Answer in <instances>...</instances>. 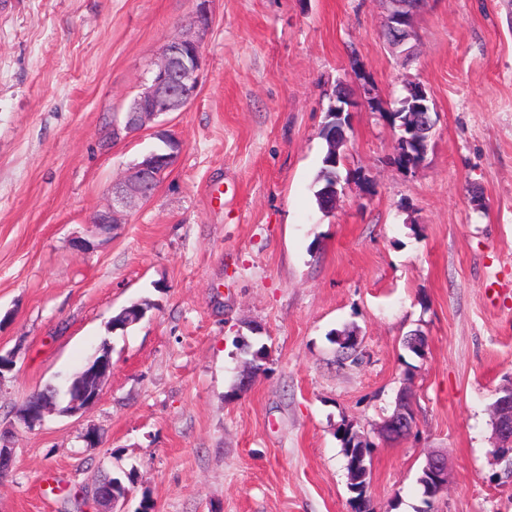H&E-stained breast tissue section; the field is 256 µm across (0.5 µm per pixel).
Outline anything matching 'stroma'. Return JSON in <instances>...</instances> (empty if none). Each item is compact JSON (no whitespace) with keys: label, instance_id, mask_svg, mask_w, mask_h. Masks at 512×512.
<instances>
[{"label":"stroma","instance_id":"35a3bbf8","mask_svg":"<svg viewBox=\"0 0 512 512\" xmlns=\"http://www.w3.org/2000/svg\"><path fill=\"white\" fill-rule=\"evenodd\" d=\"M195 0H0V512H355L338 437L372 433L413 370L417 421L377 442L373 512H415L427 452L448 458L434 512H512L489 409L512 381V0H424L411 54L382 0H212L198 95L166 117L183 150L93 252L74 250L110 187L158 141L113 139ZM424 85L437 125L414 172L386 118ZM345 192L314 180L337 86ZM151 303L126 332L108 323ZM421 330L424 356L403 345ZM358 361L338 358V333ZM112 373L80 415L20 425L102 340ZM268 349L237 391L242 341ZM96 428L89 448L79 436ZM112 490L114 493L121 497H112ZM128 487L122 482L119 477H112V487L111 485H106L105 487H101L99 489H95V497L101 509L98 512H116L114 510L115 505L121 500L124 499L128 493L123 497L124 492L128 491Z\"/></svg>","mask_w":512,"mask_h":512}]
</instances>
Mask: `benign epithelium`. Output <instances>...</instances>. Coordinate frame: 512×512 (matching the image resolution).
Here are the masks:
<instances>
[{
  "label": "benign epithelium",
  "instance_id": "7a95c632",
  "mask_svg": "<svg viewBox=\"0 0 512 512\" xmlns=\"http://www.w3.org/2000/svg\"><path fill=\"white\" fill-rule=\"evenodd\" d=\"M197 6L190 21L192 32L171 37L161 51V57L153 70L150 82L142 88L125 112L122 127L114 131V136L135 135L147 129H154V136L165 140L170 149L152 152L149 157L129 167L125 175L112 184V202L109 207L97 213L90 221L91 237H79L73 247L79 252L94 249L92 239L108 234L112 226L121 223L123 213L135 203L150 199L162 176L171 169L182 149V141L162 128L159 118L171 112L184 111L196 97L200 72L203 67L202 39L209 20L211 0H196ZM411 17L394 12L386 15L385 25L390 31L391 41L396 46L406 44L410 36ZM423 101L416 103L410 113L409 122L398 127L395 135L393 159L406 171H412L419 164L407 163L401 156L400 146L416 149L420 158H426L429 137L436 121L431 109L424 100L426 92H421ZM112 373V359L102 348L92 352L87 366L68 386L67 405L61 406L58 397H34L24 402L19 409V424L33 430L44 424L53 414L74 416L94 404L100 396L101 386ZM402 406L390 418L382 420L375 427L377 436L383 441L402 439L409 435L416 423L414 397L411 383L404 386ZM494 454L500 460L512 465V384L507 385V395L500 400L497 410V427L493 436ZM13 447L7 432L0 430V476H8L13 462ZM427 473L433 478L437 492L448 487V459L436 451L426 455ZM100 506L99 512H115L114 507L120 498L112 496V487L107 485L95 490Z\"/></svg>",
  "mask_w": 512,
  "mask_h": 512
}]
</instances>
